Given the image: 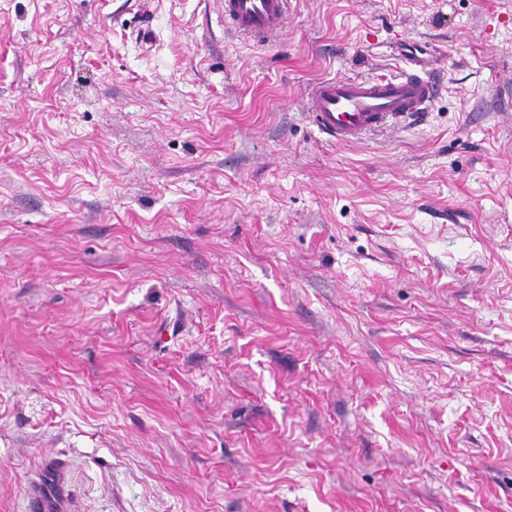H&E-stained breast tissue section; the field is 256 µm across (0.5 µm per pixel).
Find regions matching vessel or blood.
<instances>
[{
	"mask_svg": "<svg viewBox=\"0 0 512 512\" xmlns=\"http://www.w3.org/2000/svg\"><path fill=\"white\" fill-rule=\"evenodd\" d=\"M288 0H224V20L232 31L255 38L275 35L283 27ZM423 58L391 78H327L312 84L308 108L314 126L329 141L350 145L368 132L409 123L427 112L434 86L421 74ZM32 499L38 512H63L55 493V471L46 469Z\"/></svg>",
	"mask_w": 512,
	"mask_h": 512,
	"instance_id": "obj_1",
	"label": "vessel or blood"
}]
</instances>
